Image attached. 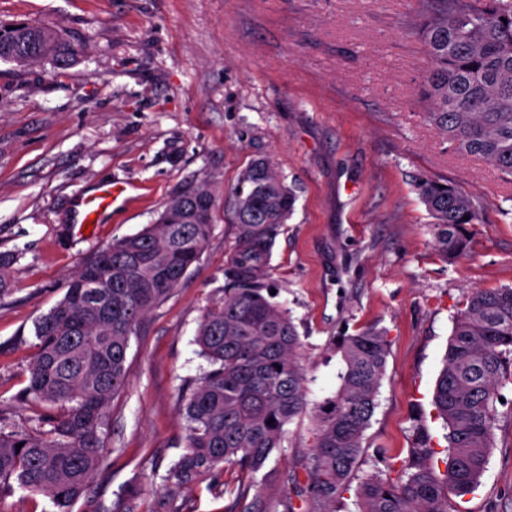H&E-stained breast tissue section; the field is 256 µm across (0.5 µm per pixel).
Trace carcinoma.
Segmentation results:
<instances>
[{"label":"carcinoma","mask_w":512,"mask_h":512,"mask_svg":"<svg viewBox=\"0 0 512 512\" xmlns=\"http://www.w3.org/2000/svg\"><path fill=\"white\" fill-rule=\"evenodd\" d=\"M412 31L428 60L420 82L427 119L449 148L512 177V0H416ZM74 56L53 28L0 24L2 62L47 60L61 68ZM415 189L432 218L436 249L450 259L466 255L468 226L481 218L475 199L436 180L421 179ZM295 201L269 159L252 161L235 187L238 248L226 270L229 287L206 308L195 338L212 369L185 396V452L166 480L180 488L226 467L254 475L281 447L284 427L307 414L311 442L299 470L283 475L294 496L281 501L282 512H296L295 496L309 501L303 512H336L362 454L389 343L372 325L335 337L336 390L309 404L296 325L266 283L279 226ZM216 209L211 186L184 189L154 223L84 262L62 299L35 322L36 355L23 397L61 413L35 431L0 415V496L18 486L47 497L56 512H71L86 494L104 458L107 410L126 387L130 338L199 261ZM93 271L98 287L73 288ZM510 376L512 286L476 289L453 317L434 389L448 429L443 473L429 444L413 448L397 480L374 474L360 481L358 512H448L450 495L474 490L491 452L498 388Z\"/></svg>","instance_id":"obj_1"}]
</instances>
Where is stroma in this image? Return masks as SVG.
Segmentation results:
<instances>
[{"mask_svg": "<svg viewBox=\"0 0 512 512\" xmlns=\"http://www.w3.org/2000/svg\"><path fill=\"white\" fill-rule=\"evenodd\" d=\"M414 9L415 0H0V21L51 25L82 48L64 68L0 62V253L14 257L0 290L1 414L30 430L46 415L20 399L33 324L81 264L153 223L187 187L210 183L219 207L199 262L131 337L128 384L103 428L107 453L72 512H109L132 490L137 512H282V476L308 443L306 416L286 425L255 477L166 481L185 449L182 395L210 368L194 339L236 249L233 189L261 158L297 194L267 282L297 326L308 400L336 387L331 337L374 325L390 344L336 512H357L367 475L396 477L418 436L445 454L432 395L468 293L512 286V178L451 152L427 121ZM419 179L479 202L467 255L436 251ZM107 180L128 183V201L74 235L77 199ZM500 394L480 484L453 497L450 512H512V377ZM227 482L243 493L215 494Z\"/></svg>", "mask_w": 512, "mask_h": 512, "instance_id": "obj_1", "label": "stroma"}]
</instances>
